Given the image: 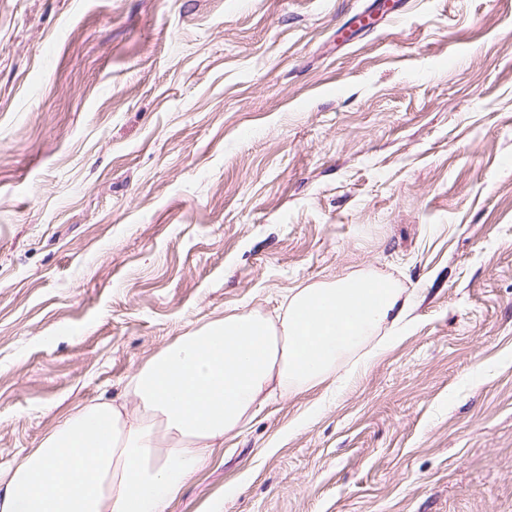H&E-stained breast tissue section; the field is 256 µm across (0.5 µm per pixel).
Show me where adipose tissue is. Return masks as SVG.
<instances>
[{
  "instance_id": "1",
  "label": "adipose tissue",
  "mask_w": 512,
  "mask_h": 512,
  "mask_svg": "<svg viewBox=\"0 0 512 512\" xmlns=\"http://www.w3.org/2000/svg\"><path fill=\"white\" fill-rule=\"evenodd\" d=\"M281 308L282 336L260 316H224L129 376L137 406L104 399L68 416L0 481V512H168L225 435L275 392L375 357L411 300L361 274L299 289Z\"/></svg>"
}]
</instances>
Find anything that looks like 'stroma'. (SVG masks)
I'll use <instances>...</instances> for the list:
<instances>
[{
	"label": "stroma",
	"mask_w": 512,
	"mask_h": 512,
	"mask_svg": "<svg viewBox=\"0 0 512 512\" xmlns=\"http://www.w3.org/2000/svg\"><path fill=\"white\" fill-rule=\"evenodd\" d=\"M389 2L0 0V475L184 333L362 273L409 325L169 512H512V0Z\"/></svg>",
	"instance_id": "1"
}]
</instances>
